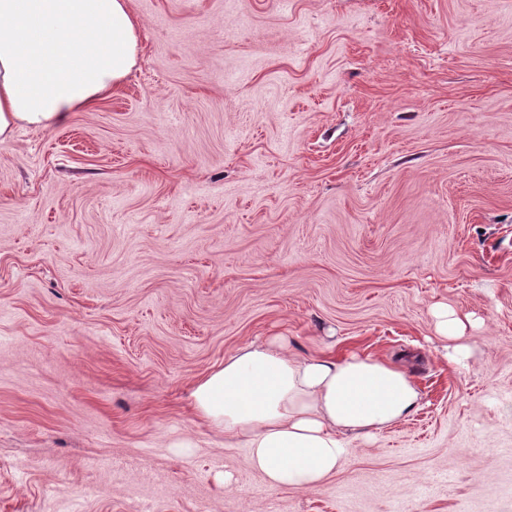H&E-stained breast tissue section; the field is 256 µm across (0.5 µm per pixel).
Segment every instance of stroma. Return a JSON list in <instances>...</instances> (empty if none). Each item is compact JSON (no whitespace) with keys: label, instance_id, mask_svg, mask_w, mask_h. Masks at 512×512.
Masks as SVG:
<instances>
[{"label":"stroma","instance_id":"1","mask_svg":"<svg viewBox=\"0 0 512 512\" xmlns=\"http://www.w3.org/2000/svg\"><path fill=\"white\" fill-rule=\"evenodd\" d=\"M130 7L126 80L0 147V512H512V0ZM278 333L422 396L316 489L188 406ZM436 330L439 336L447 341L444 346L447 353L445 354L449 360H457L469 357L472 349L469 345L461 343L460 340L464 336L466 323L453 309L448 306H439L435 309Z\"/></svg>","mask_w":512,"mask_h":512}]
</instances>
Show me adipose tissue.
I'll return each instance as SVG.
<instances>
[{
  "label": "adipose tissue",
  "instance_id": "adipose-tissue-1",
  "mask_svg": "<svg viewBox=\"0 0 512 512\" xmlns=\"http://www.w3.org/2000/svg\"><path fill=\"white\" fill-rule=\"evenodd\" d=\"M130 0H0V147L23 125L67 123L108 97L136 65ZM450 360L469 357L466 323L434 311ZM193 413L239 440L268 488H316L339 471L347 436H370L414 413L421 395L394 362L289 354L284 337L225 356L189 393Z\"/></svg>",
  "mask_w": 512,
  "mask_h": 512
}]
</instances>
